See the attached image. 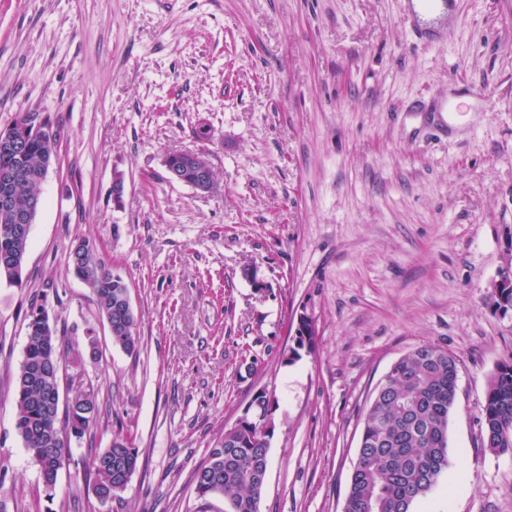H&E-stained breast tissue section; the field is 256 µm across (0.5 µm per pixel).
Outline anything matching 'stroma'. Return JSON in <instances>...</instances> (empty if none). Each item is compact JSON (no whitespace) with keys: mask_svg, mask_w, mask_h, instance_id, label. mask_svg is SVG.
Wrapping results in <instances>:
<instances>
[{"mask_svg":"<svg viewBox=\"0 0 512 512\" xmlns=\"http://www.w3.org/2000/svg\"><path fill=\"white\" fill-rule=\"evenodd\" d=\"M456 10L425 45L406 0H0V129L33 111L60 129L22 283L0 282L6 512H197V467L262 389L261 512H342L374 391L423 344L459 378L448 469L413 512H512V453L481 443L487 381L512 355L492 300L512 262V0ZM201 149L207 194L164 166ZM77 238L127 282L137 353L68 271ZM37 307L72 352L97 339L66 382L98 390L73 454L134 431L122 498L100 503L72 466L46 487L15 431ZM303 309L315 348L288 363Z\"/></svg>","mask_w":512,"mask_h":512,"instance_id":"35a3bbf8","label":"stroma"}]
</instances>
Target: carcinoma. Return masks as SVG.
<instances>
[{
	"mask_svg": "<svg viewBox=\"0 0 512 512\" xmlns=\"http://www.w3.org/2000/svg\"><path fill=\"white\" fill-rule=\"evenodd\" d=\"M56 142L31 138L25 155L23 181L13 183L17 156L0 150V192L13 189L25 204L41 190L43 160ZM29 239L0 233V254H13L19 267L0 263V280L22 283ZM79 259L84 284L96 297L99 315L112 329V344L128 353L138 351V320L125 297V280L106 266L96 243L79 239L71 248ZM52 325L28 334L23 361L15 379L14 428L33 462L43 470V482L56 477L44 471L50 463L74 461L71 441H80L93 428L99 407L98 391L75 398L76 409L59 413L51 400L59 389L61 365L79 366L83 356L69 357ZM459 372L458 358L434 345L419 346L401 357L375 390L367 410L358 457L343 512H411L414 502L436 485L448 468V422L453 411ZM482 444L495 453L512 452V355L490 376L482 410ZM272 434L257 418L224 431L195 472V493L205 500L224 497L228 512H259L260 482L251 475L268 467ZM136 438L126 434L94 451L88 460L93 492L102 503L121 498L125 476L137 469Z\"/></svg>",
	"mask_w": 512,
	"mask_h": 512,
	"instance_id": "1",
	"label": "carcinoma"
}]
</instances>
